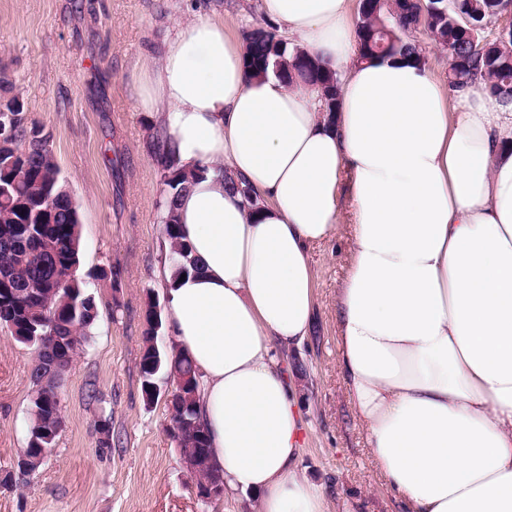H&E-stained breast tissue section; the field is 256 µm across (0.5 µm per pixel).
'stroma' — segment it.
Returning <instances> with one entry per match:
<instances>
[{
	"label": "stroma",
	"mask_w": 512,
	"mask_h": 512,
	"mask_svg": "<svg viewBox=\"0 0 512 512\" xmlns=\"http://www.w3.org/2000/svg\"><path fill=\"white\" fill-rule=\"evenodd\" d=\"M225 16L235 39L265 24L259 0H0V73L12 81L27 124L49 135L53 155L79 207V273L98 317L59 390L64 427L41 468H14L28 442L32 349L0 327V512H258L254 498L213 503L169 429L164 398L146 400L139 357L148 303L166 306L158 276L168 250L163 186L151 141L155 115L135 106L137 65L159 55L178 21ZM347 229L311 250L317 322L292 357L303 386L307 428L302 468L330 502L362 501L364 512H399L371 464L351 414L336 359V290L348 265ZM109 271L106 280L99 270ZM95 382L98 401L85 398ZM120 445H103L101 418Z\"/></svg>",
	"instance_id": "obj_1"
}]
</instances>
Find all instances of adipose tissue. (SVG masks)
<instances>
[{"instance_id":"obj_1","label":"adipose tissue","mask_w":512,"mask_h":512,"mask_svg":"<svg viewBox=\"0 0 512 512\" xmlns=\"http://www.w3.org/2000/svg\"><path fill=\"white\" fill-rule=\"evenodd\" d=\"M261 10L288 51L346 68L334 122L318 90L248 75L223 18L200 14L144 61L135 101L198 173L176 208L196 267L161 274L211 463L259 512H328L300 472L286 362L316 308L310 251L346 223L339 362L400 512H512V104L412 56L357 63L354 0Z\"/></svg>"}]
</instances>
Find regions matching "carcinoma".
I'll list each match as a JSON object with an SVG mask.
<instances>
[{
    "mask_svg": "<svg viewBox=\"0 0 512 512\" xmlns=\"http://www.w3.org/2000/svg\"><path fill=\"white\" fill-rule=\"evenodd\" d=\"M512 0H363L357 23L356 62L381 58H422L418 46L408 39L409 30L425 26L448 52V81L459 88L482 80L492 98L501 104L512 102V49L502 50L496 41L480 50L491 19L507 10ZM245 67L250 73L274 68L290 84H302L321 91L323 111L331 122L340 88L338 73L318 59L295 51L285 59L286 46L270 25L255 27L246 35ZM23 103L15 96L0 102V127L8 136L0 147V323L11 329L16 341L34 347L31 371L33 392L29 427L38 432L41 445L30 450L36 472L53 447L61 428L58 416L59 389L63 376L59 368L72 365L87 342L89 330L98 317L94 296L85 291L78 277L81 221L78 208L64 189L50 139L24 124ZM153 153L164 185L163 232L176 273L194 263L175 220V203L187 191L194 174L178 164L167 137L159 132ZM152 329L143 337L140 355L142 391L165 372L181 379L177 415V442L182 456L199 467L198 485L222 481L221 471L209 465L210 448L198 418L200 373L183 352L154 354L150 345Z\"/></svg>",
    "mask_w": 512,
    "mask_h": 512,
    "instance_id": "carcinoma-1",
    "label": "carcinoma"
}]
</instances>
